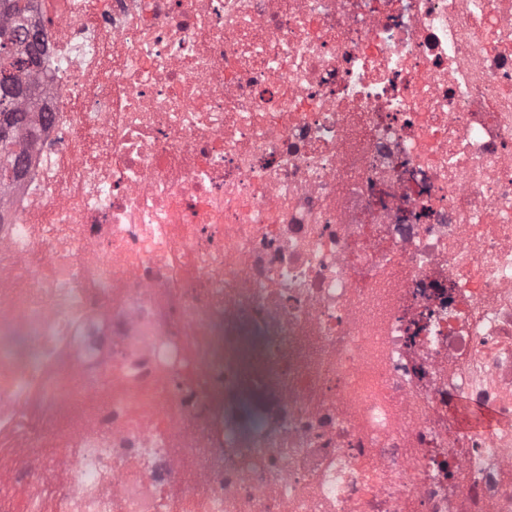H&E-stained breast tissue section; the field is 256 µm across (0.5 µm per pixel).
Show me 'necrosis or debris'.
Masks as SVG:
<instances>
[{"label": "necrosis or debris", "mask_w": 512, "mask_h": 512, "mask_svg": "<svg viewBox=\"0 0 512 512\" xmlns=\"http://www.w3.org/2000/svg\"><path fill=\"white\" fill-rule=\"evenodd\" d=\"M34 2L0 512H512V0Z\"/></svg>", "instance_id": "1"}]
</instances>
